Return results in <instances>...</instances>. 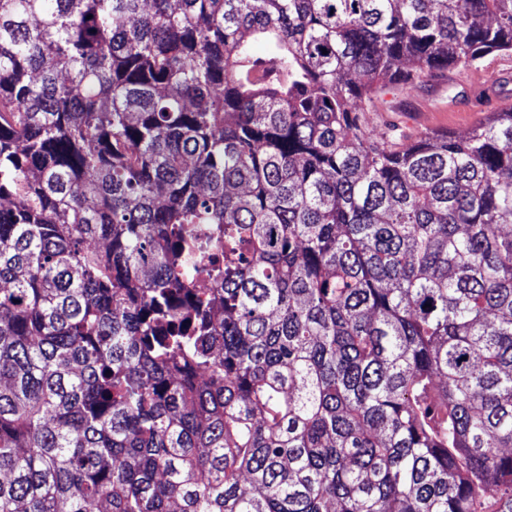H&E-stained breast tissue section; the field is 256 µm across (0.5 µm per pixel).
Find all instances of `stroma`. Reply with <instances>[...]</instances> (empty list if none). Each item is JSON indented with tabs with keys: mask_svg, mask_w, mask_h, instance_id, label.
Returning <instances> with one entry per match:
<instances>
[{
	"mask_svg": "<svg viewBox=\"0 0 512 512\" xmlns=\"http://www.w3.org/2000/svg\"><path fill=\"white\" fill-rule=\"evenodd\" d=\"M506 100L512 102L510 52L430 77L415 89L381 96L367 115L368 128L376 137L391 124L410 138L426 132L461 134Z\"/></svg>",
	"mask_w": 512,
	"mask_h": 512,
	"instance_id": "1",
	"label": "stroma"
}]
</instances>
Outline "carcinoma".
Here are the masks:
<instances>
[{"instance_id":"carcinoma-1","label":"carcinoma","mask_w":512,"mask_h":512,"mask_svg":"<svg viewBox=\"0 0 512 512\" xmlns=\"http://www.w3.org/2000/svg\"><path fill=\"white\" fill-rule=\"evenodd\" d=\"M498 52L512 0H0V512H512V104L365 124Z\"/></svg>"}]
</instances>
